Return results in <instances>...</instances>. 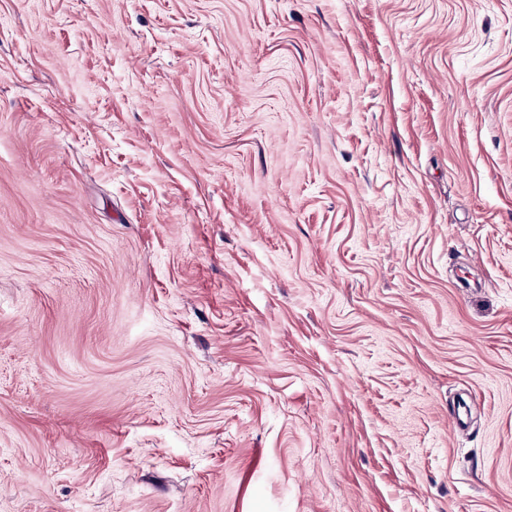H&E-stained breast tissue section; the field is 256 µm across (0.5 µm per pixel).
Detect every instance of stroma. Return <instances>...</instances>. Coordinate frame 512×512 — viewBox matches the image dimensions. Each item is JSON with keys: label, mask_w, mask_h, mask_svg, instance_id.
<instances>
[{"label": "stroma", "mask_w": 512, "mask_h": 512, "mask_svg": "<svg viewBox=\"0 0 512 512\" xmlns=\"http://www.w3.org/2000/svg\"><path fill=\"white\" fill-rule=\"evenodd\" d=\"M0 512H512V0H0Z\"/></svg>", "instance_id": "35a3bbf8"}]
</instances>
